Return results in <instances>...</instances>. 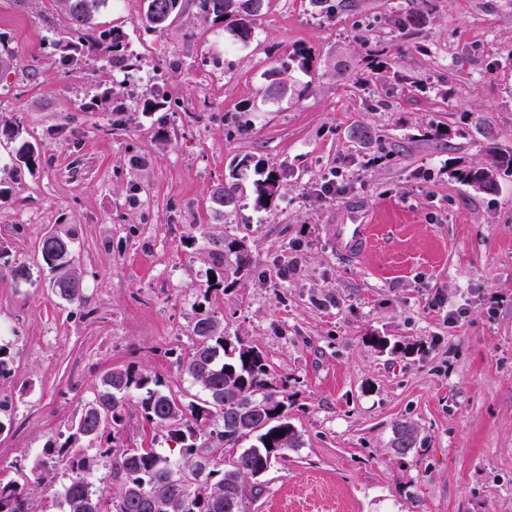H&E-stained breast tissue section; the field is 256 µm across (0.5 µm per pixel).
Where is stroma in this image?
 <instances>
[{"instance_id": "35a3bbf8", "label": "stroma", "mask_w": 512, "mask_h": 512, "mask_svg": "<svg viewBox=\"0 0 512 512\" xmlns=\"http://www.w3.org/2000/svg\"><path fill=\"white\" fill-rule=\"evenodd\" d=\"M264 0L249 44L224 46L195 5L161 31L140 0H109L97 30L125 55L65 64L57 0H0V478L62 442L109 370H178L207 313L288 381L300 448L263 476L253 512H512V177L479 193L457 172L512 151V0ZM427 13L404 33L393 20ZM304 47L310 72L272 99L270 71ZM368 127L375 140L351 132ZM35 165L16 170L20 144ZM282 180L268 210L248 172L213 212L231 161ZM338 192L323 195L326 181ZM350 213L366 252H336ZM71 232L82 305L52 290L38 250ZM252 258L223 279L224 242ZM373 336L402 343L379 351ZM418 429L398 457L395 423ZM247 168L248 164L245 159L238 161L232 166L229 176L231 181L229 180L224 182V184L217 186L212 191L210 200L215 212L224 214L226 212H233L236 210L241 198L240 190L242 189L241 184L239 182H235V180L240 179L237 171L239 169L242 171Z\"/></svg>"}]
</instances>
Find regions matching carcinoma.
Instances as JSON below:
<instances>
[{
	"instance_id": "cac0c4a2",
	"label": "carcinoma",
	"mask_w": 512,
	"mask_h": 512,
	"mask_svg": "<svg viewBox=\"0 0 512 512\" xmlns=\"http://www.w3.org/2000/svg\"><path fill=\"white\" fill-rule=\"evenodd\" d=\"M69 14L68 37L62 50L81 49L92 57L103 48L120 51L125 33L109 28L95 36L94 14L109 0H61ZM140 22L161 31L185 9V0H141ZM203 17L228 31L238 32L235 41L248 43L259 20L263 0H197ZM427 22L421 12L400 14L395 25L414 31ZM311 53L295 49L272 72L268 96H284L290 90L283 75L295 70L309 72ZM488 161L461 171L458 178L480 192L498 191L499 180L512 176V151L494 140L487 147ZM248 168L246 160L232 166L230 180L216 187L210 200L216 212L236 210L242 186L237 171ZM280 192L276 174L267 172L254 183V207L266 210ZM63 238L67 246L48 242ZM42 260L55 272L53 292L72 303L84 301L81 276L73 266L71 238L50 232L40 239ZM224 259L230 273L242 276L251 256L235 240L224 242ZM192 352L179 368L204 392L198 400L183 401L165 389L159 376L143 374L133 367L115 368L102 378V390L88 401L72 432L61 444H47L37 476L27 484L0 480V512H46L36 507V489L50 488L61 463L73 473L61 496L52 501L55 512H251L263 492L255 476L287 458L300 447L301 435L288 417V381L277 380L262 351L224 334V327L204 313L193 328ZM138 394L143 418L181 443L178 454L124 443L125 397ZM96 446L90 455L80 443ZM417 433L408 422L394 426L393 448L407 456L416 448ZM109 463L100 481L117 483L106 498L86 475Z\"/></svg>"
}]
</instances>
